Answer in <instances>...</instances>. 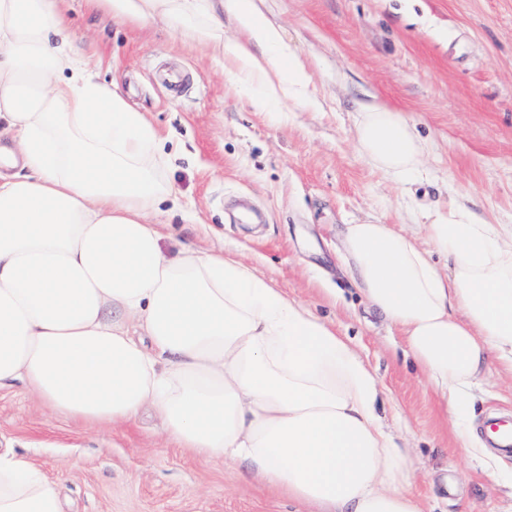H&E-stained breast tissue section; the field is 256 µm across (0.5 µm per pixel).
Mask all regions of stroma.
<instances>
[{"instance_id": "35a3bbf8", "label": "stroma", "mask_w": 512, "mask_h": 512, "mask_svg": "<svg viewBox=\"0 0 512 512\" xmlns=\"http://www.w3.org/2000/svg\"><path fill=\"white\" fill-rule=\"evenodd\" d=\"M311 64L319 110L256 112L250 92L191 40L70 0L80 63L146 113L169 155L163 251L193 242L254 268L349 337L385 391L381 413L410 453L425 512H512V455L473 459L404 338L360 297L344 225L387 224L431 244L427 213L455 202L512 222V0H256ZM414 125L421 175L397 182L360 154L354 115L371 100ZM472 424L512 413V376L491 365ZM58 482L65 512H305L241 464L169 441L153 412L127 425L52 413L0 392V450Z\"/></svg>"}]
</instances>
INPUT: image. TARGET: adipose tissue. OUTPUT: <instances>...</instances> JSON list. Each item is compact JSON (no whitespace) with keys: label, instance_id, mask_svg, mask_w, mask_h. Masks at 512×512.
Wrapping results in <instances>:
<instances>
[{"label":"adipose tissue","instance_id":"adipose-tissue-1","mask_svg":"<svg viewBox=\"0 0 512 512\" xmlns=\"http://www.w3.org/2000/svg\"><path fill=\"white\" fill-rule=\"evenodd\" d=\"M92 2L188 33L254 88L256 111L315 104L306 62L254 0ZM68 11L69 0H0V390L22 386L89 424L153 408L173 442L245 465L311 512H422L383 391L350 342L223 252L163 251V139L78 65ZM228 17L241 33L231 42ZM357 141L391 179L421 170L424 144L385 103L364 106ZM426 230L447 270L376 223L344 225L343 260L461 418L490 360L512 374V230L453 204ZM0 512H63L58 485L0 452Z\"/></svg>","mask_w":512,"mask_h":512}]
</instances>
